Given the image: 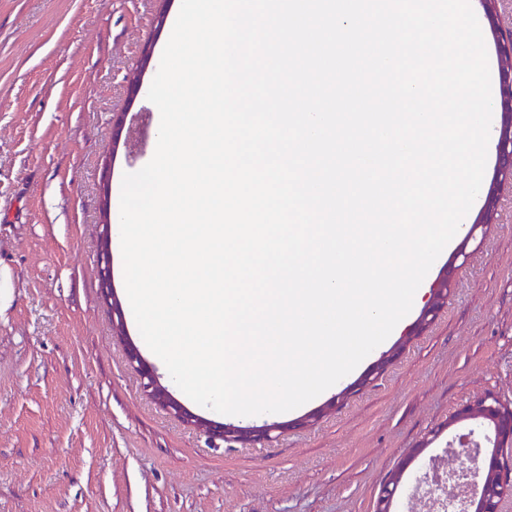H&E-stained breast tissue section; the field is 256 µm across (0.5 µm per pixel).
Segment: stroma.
Returning a JSON list of instances; mask_svg holds the SVG:
<instances>
[{"instance_id":"obj_1","label":"stroma","mask_w":512,"mask_h":512,"mask_svg":"<svg viewBox=\"0 0 512 512\" xmlns=\"http://www.w3.org/2000/svg\"><path fill=\"white\" fill-rule=\"evenodd\" d=\"M158 0H0V512H373L399 464L412 486L429 433L460 404L512 402V185L447 306L387 370L343 407L265 445L243 446L173 418L144 393L126 344L193 414L239 427L193 402L156 364L134 317L125 336L99 289L103 200L120 207L130 159L112 120L154 116L129 99L144 46L151 84L170 37Z\"/></svg>"}]
</instances>
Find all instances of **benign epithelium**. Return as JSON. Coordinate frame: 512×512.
<instances>
[{
    "instance_id": "7a95c632",
    "label": "benign epithelium",
    "mask_w": 512,
    "mask_h": 512,
    "mask_svg": "<svg viewBox=\"0 0 512 512\" xmlns=\"http://www.w3.org/2000/svg\"><path fill=\"white\" fill-rule=\"evenodd\" d=\"M496 54L499 63L498 108L501 109V119L512 123V64L503 63L505 59L512 61V34L496 39ZM151 58L152 49L144 48L140 71L129 78V98L132 100L142 89V71L147 69ZM495 150L496 164L491 183L481 194V207L475 220V230L467 234L466 242L458 247L456 255L444 268L436 285L430 290L429 298L418 318L401 337L393 355L380 358L375 373L385 369L410 337L419 335L434 321L448 302L454 274L458 270L455 262L458 257L466 256L467 242L476 238V230L482 225L495 223L499 204L498 187L512 181V133L498 135ZM100 278L104 299L112 306L113 328L121 332L125 327V316L112 292V271L108 258L100 270ZM126 358L129 365L138 372L144 391L155 404L212 437L244 443L269 441L272 433L281 435L307 422L304 418L295 422H272L259 427L244 428L205 420L188 411L171 395L130 343L126 345ZM452 426L468 429L465 437L451 440L448 446L454 454L469 458L471 466L461 470L447 469L437 465L436 458L432 457L428 469L418 480L415 492L427 494L432 490L441 491L444 497L442 505L448 506L450 512H500L502 501L512 497V480L504 474L508 451L512 449V404L505 405L493 396L464 404L450 415L446 427ZM404 473L405 468L400 467L389 476L379 492L374 512H395V502Z\"/></svg>"
}]
</instances>
